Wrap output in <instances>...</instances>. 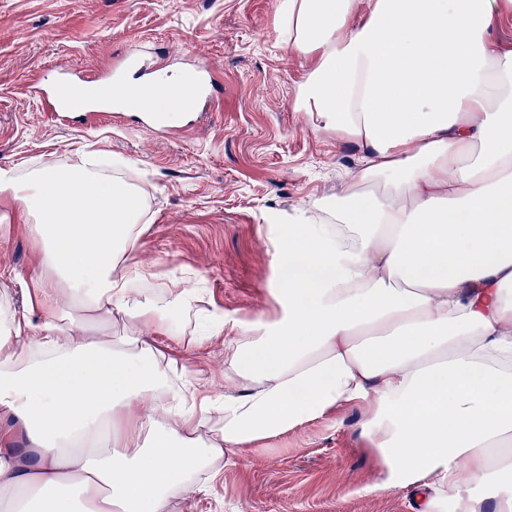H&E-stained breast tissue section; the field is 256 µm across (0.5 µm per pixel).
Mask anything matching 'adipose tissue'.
Returning <instances> with one entry per match:
<instances>
[{
    "label": "adipose tissue",
    "instance_id": "1",
    "mask_svg": "<svg viewBox=\"0 0 512 512\" xmlns=\"http://www.w3.org/2000/svg\"><path fill=\"white\" fill-rule=\"evenodd\" d=\"M511 13L512 0H282L283 42L310 62L293 106L361 166L279 237L278 318L206 313L191 344L225 339L220 395L159 344L199 292L141 289L132 186L84 157L1 167L0 195L64 286L34 277L19 310L0 271V512H170L255 441L343 405L367 411L375 490L421 491L423 512H512V42L492 35ZM81 311L122 335H90Z\"/></svg>",
    "mask_w": 512,
    "mask_h": 512
}]
</instances>
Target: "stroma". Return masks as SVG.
Returning <instances> with one entry per match:
<instances>
[{"instance_id":"stroma-1","label":"stroma","mask_w":512,"mask_h":512,"mask_svg":"<svg viewBox=\"0 0 512 512\" xmlns=\"http://www.w3.org/2000/svg\"><path fill=\"white\" fill-rule=\"evenodd\" d=\"M280 0H0V167L55 169L91 152L135 184L150 229L132 260L161 293L197 281L201 305L227 322L275 316L281 276L276 234L298 212L345 189L356 147L316 130L291 105L308 61L285 47ZM168 75L210 61L223 102L177 139L141 128L126 111L107 126L48 123L26 96L30 79L52 84L57 65L86 75L129 51ZM38 269L20 208L0 200V270L13 301ZM177 368L224 391V346L177 349ZM365 410L344 406L257 444L210 495L172 512H421L419 493H372L377 462L360 435Z\"/></svg>"}]
</instances>
